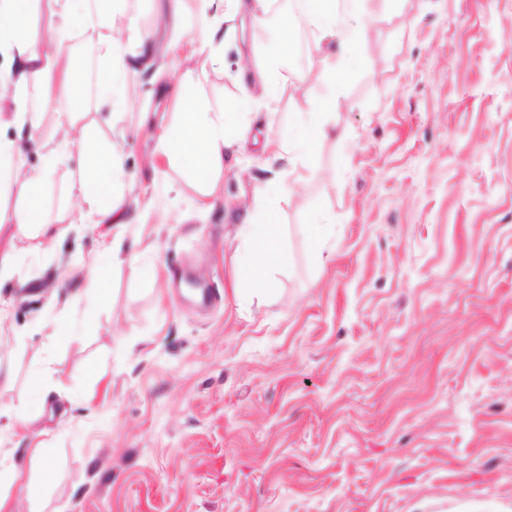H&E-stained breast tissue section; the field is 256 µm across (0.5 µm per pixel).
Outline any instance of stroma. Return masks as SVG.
Segmentation results:
<instances>
[{
	"instance_id": "1",
	"label": "stroma",
	"mask_w": 512,
	"mask_h": 512,
	"mask_svg": "<svg viewBox=\"0 0 512 512\" xmlns=\"http://www.w3.org/2000/svg\"><path fill=\"white\" fill-rule=\"evenodd\" d=\"M154 5L127 0L165 63ZM361 15L339 90L335 42L302 27L280 59L289 87L242 105L233 74L277 32L242 12L223 67L186 37L171 84L146 71L118 109L92 105L122 154L141 270L112 271L108 225H71V151L42 189L52 248L0 282V404L31 422L0 419V469L38 491L5 512H512V0H363ZM178 83L248 112L213 203L154 153ZM327 100L335 134L275 206L270 292L238 306L229 242L280 172L263 145ZM92 262L109 300L60 335Z\"/></svg>"
}]
</instances>
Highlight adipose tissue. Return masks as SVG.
<instances>
[{
    "label": "adipose tissue",
    "mask_w": 512,
    "mask_h": 512,
    "mask_svg": "<svg viewBox=\"0 0 512 512\" xmlns=\"http://www.w3.org/2000/svg\"><path fill=\"white\" fill-rule=\"evenodd\" d=\"M58 21L44 40L31 33V15L24 0H0V125H30L38 129L39 117L29 114L26 103L35 100L41 111L57 114V143L48 150L49 162L60 161L67 149L75 148L84 156L79 178L71 193L77 205L71 213L75 224L98 217L103 224H124V200L114 191L121 175L114 147H100L94 142L93 126H81L85 114L83 98L78 90L72 61L66 43L72 30L91 16L105 19L107 29L99 43L107 65L99 74L98 97L111 106H119L137 84L131 73L152 68L153 59L139 55L136 62L125 61L128 44L145 42L146 37L133 19L123 18L124 0H55ZM361 0H292L289 11L278 20L279 41L270 51L267 64L260 66L255 83H241L244 96L260 91L263 98L276 100L287 85V75L278 73L276 62L288 47L297 26L334 36L336 53L331 71L334 84H343L346 62L362 37V29L350 26V16L359 14ZM167 20L174 29L192 35L198 51L208 53L217 64L224 61V41L220 36L224 18L221 15L199 14L187 17L182 0H169ZM313 127L312 140L296 144L284 138L267 143L271 160L291 169L305 166L318 143L334 132L336 122L326 105H319L308 115ZM82 128L81 138H74L75 128ZM245 141L236 113L211 107L200 101L188 112L180 113L176 122L163 129L156 142L157 153L169 168L199 182L203 195L216 198L221 194L218 177L224 171V160L238 151ZM21 142L0 141V193L20 186L22 193L11 214L0 212V223L16 224L19 232L41 221V191L46 175L27 170L22 161ZM279 228L271 223L260 224L254 213H246L235 238L246 250V263L235 284V295L243 302L262 297L271 267L277 262L276 244Z\"/></svg>",
    "instance_id": "obj_1"
}]
</instances>
